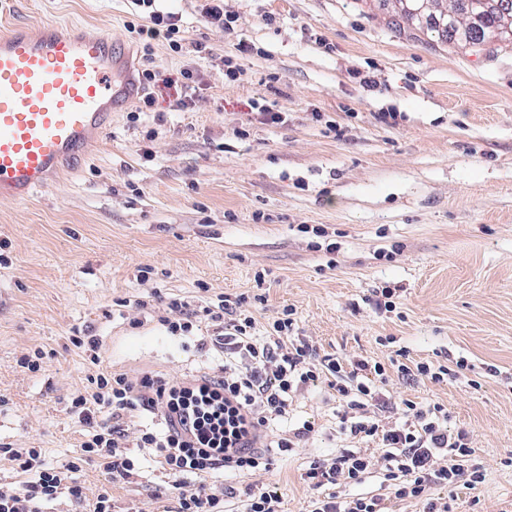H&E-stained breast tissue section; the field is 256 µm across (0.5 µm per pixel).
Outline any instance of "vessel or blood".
I'll return each instance as SVG.
<instances>
[{"label":"vessel or blood","mask_w":512,"mask_h":512,"mask_svg":"<svg viewBox=\"0 0 512 512\" xmlns=\"http://www.w3.org/2000/svg\"><path fill=\"white\" fill-rule=\"evenodd\" d=\"M135 99L105 33L20 25L1 34L0 200L28 198Z\"/></svg>","instance_id":"obj_1"}]
</instances>
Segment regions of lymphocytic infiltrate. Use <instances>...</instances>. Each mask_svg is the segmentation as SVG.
<instances>
[{"label": "lymphocytic infiltrate", "mask_w": 512, "mask_h": 512, "mask_svg": "<svg viewBox=\"0 0 512 512\" xmlns=\"http://www.w3.org/2000/svg\"><path fill=\"white\" fill-rule=\"evenodd\" d=\"M241 296L223 295L202 309L168 299L162 325L174 336L190 335L200 317L212 325L202 345L220 357L219 367L179 378L150 372L132 379L124 374L89 376L91 393L72 398L67 412L85 431L79 450L66 463H47L39 448L0 443V456L15 463L19 481L0 485V512H52L70 502L79 512H112L109 485L133 481L145 463L168 476L177 498L176 512H224L225 498L237 493L223 478L270 467L277 453L308 441L310 423L287 428L295 397L329 384L342 407L340 428L354 437L378 438L375 456L353 448L330 461L311 462L303 474L311 495L307 512H386L378 495L344 496L340 486L362 483L379 469L395 498L419 500L423 512H449L448 503L428 497L431 486L476 488L486 479L473 457L471 436L448 426L441 404L409 399L391 404L379 388L386 367L365 358L320 355L297 336L292 308H283L259 326ZM399 415L389 418L391 407ZM141 456H131L129 445ZM92 462L108 486L93 492L76 474ZM243 512H281L273 490L247 487Z\"/></svg>", "instance_id": "1"}]
</instances>
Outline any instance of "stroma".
<instances>
[{"label": "stroma", "mask_w": 512, "mask_h": 512, "mask_svg": "<svg viewBox=\"0 0 512 512\" xmlns=\"http://www.w3.org/2000/svg\"><path fill=\"white\" fill-rule=\"evenodd\" d=\"M162 6L180 19V53L135 33L131 0L0 5V32L103 29L131 69L145 49L164 79L195 69L205 98L184 111L179 87L156 84L138 121L113 113L88 153L28 199L0 201V443L63 463L84 438L65 405L97 368L177 378L209 366L196 339L171 336L135 300L157 291L199 307L261 290L262 317L293 307L320 354L466 359L440 383L389 367L384 391L442 404L450 427L470 431L487 477L457 489L454 512H512V43L398 30L377 0H224L225 34L203 20V0ZM241 40L254 52L237 55ZM255 103L285 123L250 118ZM385 288L398 291L391 312L375 307ZM76 328L98 337L100 365L72 344ZM34 350L44 371L22 372ZM338 409L324 387L299 397L292 420L311 422L313 438L234 486L277 489L283 512H304L310 461L380 451L341 433ZM167 483L146 468L112 487L114 512H175Z\"/></svg>", "instance_id": "35a3bbf8"}]
</instances>
